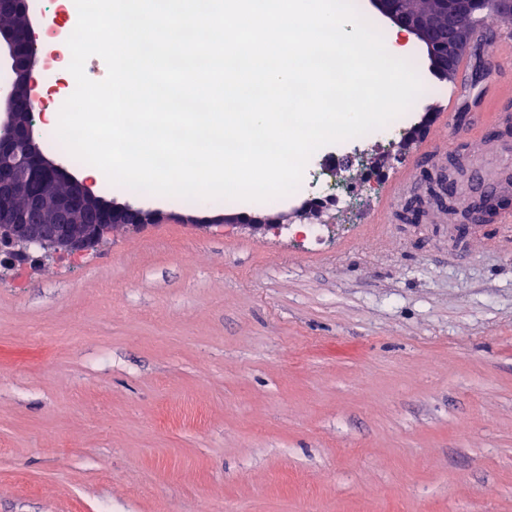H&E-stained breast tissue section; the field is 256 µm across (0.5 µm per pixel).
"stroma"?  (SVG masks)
Segmentation results:
<instances>
[{
	"instance_id": "1",
	"label": "stroma",
	"mask_w": 512,
	"mask_h": 512,
	"mask_svg": "<svg viewBox=\"0 0 512 512\" xmlns=\"http://www.w3.org/2000/svg\"><path fill=\"white\" fill-rule=\"evenodd\" d=\"M468 128L428 126L410 193L458 155V208L475 169L512 173V137ZM413 157L321 147L358 193L318 218L103 187L164 220L0 280V512H512V229L367 230Z\"/></svg>"
}]
</instances>
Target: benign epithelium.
Instances as JSON below:
<instances>
[{
	"label": "benign epithelium",
	"mask_w": 512,
	"mask_h": 512,
	"mask_svg": "<svg viewBox=\"0 0 512 512\" xmlns=\"http://www.w3.org/2000/svg\"><path fill=\"white\" fill-rule=\"evenodd\" d=\"M372 4L424 48L447 47L438 57V65L453 78L455 59L469 47L473 0H436L437 12L448 17V28L443 31L434 29L429 17L416 12L407 0H372ZM484 4L501 19H512V0H484ZM37 54L32 26L0 25V67L9 73L8 81L0 82V230L9 234L0 240V247L20 254L31 248L80 253L97 245L117 226L139 229L156 221L157 211L108 204L48 157L37 142L36 114L21 111L23 103L17 97L21 85L27 98H32L30 74ZM38 178L53 196L50 212L44 200L27 197L30 184ZM508 205L512 206V198H489L485 191H478L464 213L458 239L465 237L469 224L482 222ZM398 218L404 224L423 219L414 197L405 201Z\"/></svg>",
	"instance_id": "benign-epithelium-1"
}]
</instances>
